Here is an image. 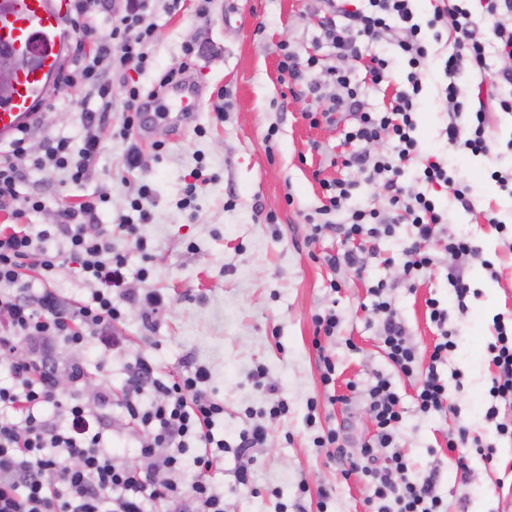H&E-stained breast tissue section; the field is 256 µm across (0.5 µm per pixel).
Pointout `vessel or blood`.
Listing matches in <instances>:
<instances>
[{"label": "vessel or blood", "instance_id": "vessel-or-blood-1", "mask_svg": "<svg viewBox=\"0 0 512 512\" xmlns=\"http://www.w3.org/2000/svg\"><path fill=\"white\" fill-rule=\"evenodd\" d=\"M67 0H0V43L15 45L20 61L15 86L0 98V143L38 120L33 107L62 62Z\"/></svg>", "mask_w": 512, "mask_h": 512}]
</instances>
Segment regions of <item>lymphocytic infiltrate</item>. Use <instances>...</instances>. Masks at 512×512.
I'll return each instance as SVG.
<instances>
[{
	"mask_svg": "<svg viewBox=\"0 0 512 512\" xmlns=\"http://www.w3.org/2000/svg\"><path fill=\"white\" fill-rule=\"evenodd\" d=\"M122 10L113 15L107 37L97 39L92 52L77 62L81 81L95 94L94 105L81 115L79 139L66 135L51 138L43 153L27 148L28 133L20 131L0 144V211L23 216L26 211L45 208L46 200L22 194L20 184L27 170L63 172L67 181L80 185L87 178L101 150V129L112 108V68H143L147 48L155 39V25L148 19L151 0H123ZM365 8L350 10L331 4L329 18L322 24L321 38L344 59L369 55L367 74L372 84L387 78L388 58L374 47L384 33H392L405 60V82L396 87L386 112H367L362 89L352 84L347 71L321 69L311 55L300 58L283 46L280 71L287 76L294 97L327 98L322 112L307 113L310 125L334 123L347 112L354 124L346 141L360 142V150L343 155L342 163L370 172L387 193L389 214L359 207L342 224L346 240L359 242L360 251L348 250L326 256L328 265H346L362 270L361 250L376 251L378 242L391 236L397 222L409 219L413 238L404 247L403 269L408 279L426 273L434 258L424 245L430 241L443 215L437 211L432 187L446 189L464 210H472L469 186L448 171L440 160L425 164L420 179L427 191H413L402 183L404 167L418 149L414 115L423 93L422 72L432 43L447 42L443 61L445 96L450 120L444 130L449 144L487 154L497 147L486 134L485 103L481 96H462L463 74L485 75L487 46L496 44L512 57V0H479L491 18V39L473 36V13L466 0H439L427 23L416 19L413 0H366ZM179 77L178 71L162 74L151 87L127 86L125 109L128 124L139 123L151 101ZM394 142L393 155L374 154L370 144L382 138ZM97 203L88 199L63 208L56 223L32 231L23 223L0 225V360L6 362L11 382L0 385V408L10 410L0 417V512H152L163 502L168 512H224V495L214 484L189 480L190 472L224 470V439L213 429L224 417V403L208 390L210 374L198 366L172 380L156 376L151 360L138 356L129 369L128 388L120 401L110 389L87 390L85 365L76 352L95 347L101 352L120 349L122 336L116 332L126 316L130 294L125 288L129 256L114 251L111 239L94 230ZM62 238L64 248L50 251L44 240ZM72 264L80 279L91 285L87 301L74 304L50 286L56 271ZM35 270L42 289L30 288L25 270ZM372 307L380 323L387 355L399 373L419 381L416 392L421 413L445 408L448 387L437 372L455 343L448 331V311L429 301V318L442 330V339L429 356H421L410 345L387 286L371 287ZM494 342L488 346L496 372L490 396L512 405V331L495 323ZM71 357H63V350ZM66 380L71 403L65 416L48 413L59 403V380ZM369 409L376 424L372 441L363 445L361 458L350 460L349 468L370 477L375 484L370 503L373 512H441L442 501L435 493L439 474L430 464L421 476L414 465L393 446L403 422L400 398L387 379H379L368 391ZM117 404L122 419L140 430L139 461H120L108 444L111 420L104 406ZM392 454L386 466H378L375 449Z\"/></svg>",
	"mask_w": 512,
	"mask_h": 512,
	"instance_id": "1",
	"label": "lymphocytic infiltrate"
}]
</instances>
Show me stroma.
Wrapping results in <instances>:
<instances>
[{"label":"stroma","instance_id":"1","mask_svg":"<svg viewBox=\"0 0 512 512\" xmlns=\"http://www.w3.org/2000/svg\"><path fill=\"white\" fill-rule=\"evenodd\" d=\"M155 21L158 40L143 70L113 71L111 125L103 134L100 155L81 186L61 183L59 175L28 172L22 192L46 198L48 206L29 213L34 227L51 223L58 208L93 198L109 197L95 225L112 236L116 250L129 253V288H154L169 299L168 307L153 322H144L138 305L126 308L127 318L118 332L124 338L120 352L99 369L97 351H89L85 366L94 385H109L121 394L127 385V366L138 356L150 357L160 374L168 376L195 365L210 373L209 386L224 402V438L234 442L250 423L249 410L268 407L273 397L260 393L248 381V372L263 367L267 382L288 401L287 416L265 419L268 440L255 449L252 488L236 486L239 461L229 447L224 452V508L226 512H281L303 503L317 512L318 492L330 493L328 512H368L373 488L359 473H345L343 460L329 457L313 444L319 429L347 427V457H357L362 441L372 439L375 425L367 393L379 378L389 379L401 398L403 425L396 447L423 471L432 460L440 462L436 493L445 512H502L512 502V485H500L512 469V441L496 435L483 419L495 368L487 346L495 339L496 318H512V250L504 233L483 218L497 213L512 225V197L490 174L512 168V154L473 155L449 145L444 129L448 105L443 97L442 61L446 47L432 44L425 69L424 104L416 114L415 136L420 152L405 168L404 183L424 190L418 179L430 156L448 159L474 188L476 209L457 207L442 189L433 197L446 217L427 248L435 263L415 281L404 276L402 249L412 234L408 223L396 225L383 238L378 253L364 257L362 273L345 266L330 267L324 257L343 251L339 232L312 236L306 214L320 206L322 181L353 183L352 196L337 212L343 222L348 209L367 206L386 211L385 191L367 175L343 167L342 154L351 152L344 140L351 125L342 117L335 125L310 126L303 114L324 108V101L289 96L281 82V44L299 56L318 53L323 67H343L364 90L365 107L383 112L394 88L405 79V66L395 61L387 83L366 84L363 63L342 60L334 49L315 46L325 12L322 0H211L200 15L195 0H159ZM198 54L185 57L184 45ZM186 68L187 79L199 94V109L187 123L156 120L145 140L139 141L141 164L128 168L127 141L119 132L125 124L123 107L127 83L148 86L167 70ZM87 94L77 83L64 92H49L39 105L42 124L31 129L28 146L40 151L47 138L77 135ZM277 128L269 136V128ZM154 200L151 223L142 225L147 255L135 252L122 226L130 202L142 188ZM194 189L191 208L182 201ZM276 223H265L267 212ZM467 234L481 246L482 261H468L473 290L466 311L449 306L452 289L448 268V237ZM490 267H483V260ZM146 268L148 276L136 272ZM385 282L409 339L422 354H430L440 338L431 323L428 299L448 305V327L456 333V346L440 372L448 383V409L442 414H421L415 402L418 383L398 373L380 340V325L371 312L370 289ZM335 307L339 328L329 344L336 362L335 394L330 415H318L307 426V404H325L320 365L312 345V317ZM466 425L471 436L496 448L495 468L485 467L475 449H467L470 472L460 477L456 455L446 447L449 428ZM309 489L300 496L299 485Z\"/></svg>","mask_w":512,"mask_h":512}]
</instances>
